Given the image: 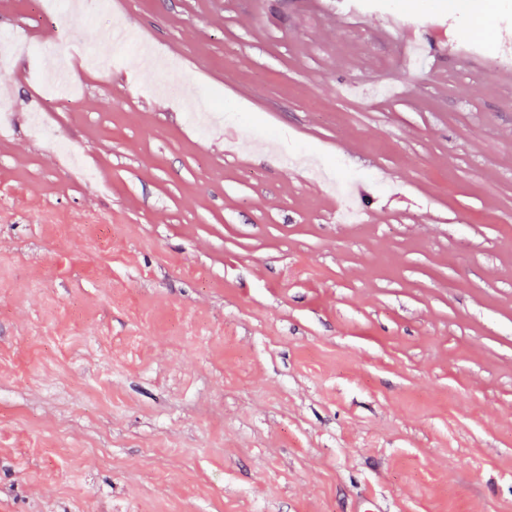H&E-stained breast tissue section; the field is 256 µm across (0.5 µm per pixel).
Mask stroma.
I'll return each instance as SVG.
<instances>
[{"instance_id": "obj_1", "label": "stroma", "mask_w": 512, "mask_h": 512, "mask_svg": "<svg viewBox=\"0 0 512 512\" xmlns=\"http://www.w3.org/2000/svg\"><path fill=\"white\" fill-rule=\"evenodd\" d=\"M116 16L153 56L86 65ZM506 27L512 0H0L79 90L46 100L33 53L4 78L0 512H512Z\"/></svg>"}]
</instances>
